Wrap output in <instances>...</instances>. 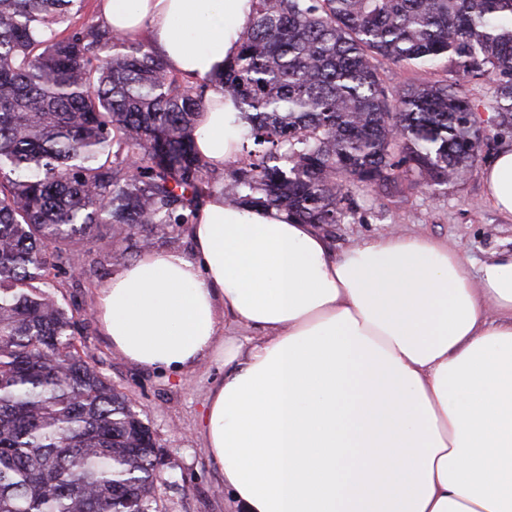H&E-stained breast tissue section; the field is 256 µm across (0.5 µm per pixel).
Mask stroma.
I'll return each instance as SVG.
<instances>
[{
    "label": "stroma",
    "instance_id": "35a3bbf8",
    "mask_svg": "<svg viewBox=\"0 0 512 512\" xmlns=\"http://www.w3.org/2000/svg\"><path fill=\"white\" fill-rule=\"evenodd\" d=\"M460 81L477 105L485 146L483 160L506 147L512 135L501 132L493 120L494 88L482 80L457 79L439 65L431 69H393L391 84L402 87L416 80ZM353 209L341 223L324 225L334 254L365 238L399 230L448 242L460 253L470 275L494 254L512 249V223L502 221L484 198L480 171L448 187L407 185L401 200L392 201L372 190L352 195ZM85 274L64 268L53 284L70 310L85 324L82 356L124 392L153 431L165 460L154 512H235L224 492L220 468L203 448L200 422L211 388L224 375L222 363L206 360L178 375L136 366L117 356L94 314L97 292L120 270L112 259V244L98 233L84 254Z\"/></svg>",
    "mask_w": 512,
    "mask_h": 512
}]
</instances>
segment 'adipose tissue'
<instances>
[{
  "mask_svg": "<svg viewBox=\"0 0 512 512\" xmlns=\"http://www.w3.org/2000/svg\"><path fill=\"white\" fill-rule=\"evenodd\" d=\"M171 69L209 79L239 51L252 0H99ZM246 121L217 93L194 134L216 171ZM482 177L512 221V148ZM192 254L150 250L99 290L125 360L224 377L201 434L240 512H512V250L470 276L448 245L389 234L333 256L274 209L208 195ZM245 330L224 336L225 324Z\"/></svg>",
  "mask_w": 512,
  "mask_h": 512,
  "instance_id": "1",
  "label": "adipose tissue"
}]
</instances>
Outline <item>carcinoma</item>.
<instances>
[{
  "label": "carcinoma",
  "mask_w": 512,
  "mask_h": 512,
  "mask_svg": "<svg viewBox=\"0 0 512 512\" xmlns=\"http://www.w3.org/2000/svg\"><path fill=\"white\" fill-rule=\"evenodd\" d=\"M253 2L238 55L198 84L148 43L70 28L84 0H0V512H152L153 433L50 291L100 228L119 260L216 189L338 224L353 188L459 182L484 145L474 104L452 84L393 90L384 61L493 84L512 133V0ZM210 89L249 125L222 173L194 149Z\"/></svg>",
  "instance_id": "obj_1"
}]
</instances>
